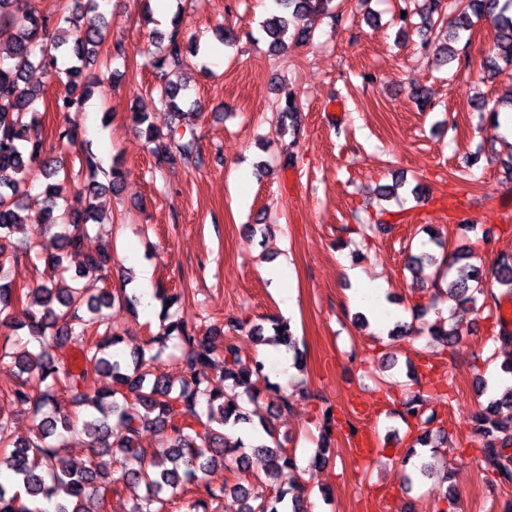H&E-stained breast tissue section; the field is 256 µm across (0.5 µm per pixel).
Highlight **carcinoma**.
I'll list each match as a JSON object with an SVG mask.
<instances>
[{
	"label": "carcinoma",
	"instance_id": "cac0c4a2",
	"mask_svg": "<svg viewBox=\"0 0 512 512\" xmlns=\"http://www.w3.org/2000/svg\"><path fill=\"white\" fill-rule=\"evenodd\" d=\"M331 0H277L284 9L271 15L263 29L271 41L270 50L285 49L282 35L291 23L310 13L326 10ZM20 0H0V328L4 329L0 357L12 358L18 368V382L6 394L12 404L33 406L42 417L27 439L14 437L9 416L0 407V469L11 471L23 487L14 490L0 484V512H101L107 499L126 488L144 487L131 512H172L181 494H193L191 509L224 497L236 496L242 512H307L303 492L292 473L297 469L294 453L287 450L273 431L262 424L266 440L248 448L226 443L224 429L250 422L243 397L259 394L257 383L267 380L265 364L243 359L234 336H213L197 331L188 320L162 310L163 324L157 335L144 344L146 349L173 347L180 350L184 375L179 386L163 374L142 367L139 354L126 359L119 348L122 336L102 329L100 313L121 301L131 308L139 299L120 296L108 288L87 295L80 279L91 275L107 279L111 253L103 249L85 255L73 285L61 295L53 284L41 281L25 291L13 287L10 266L30 246L12 242L16 232L29 233L31 225L20 215L24 210L26 187L48 181L46 206L38 226L54 231L56 253L48 257L49 267L66 272L64 255L81 249L87 224H101L108 216L94 199L116 189L124 178L117 165L105 174L108 183L96 179L99 169L94 158L85 156L91 180L74 191L75 206L55 215L57 199L66 187L54 182L64 169L63 158L47 153L38 133L41 89L27 83L25 71L44 69L57 83L54 107L59 118L53 131L61 149L79 144V125L71 117L83 111L91 89L111 78L108 68L95 65L99 47L105 41V16L97 0H69L51 21L32 9L22 10ZM512 0H461L459 13L448 23L447 41L435 46L442 63L455 55L453 44L469 32L475 21L491 20L498 31L494 49L512 64ZM443 0H428L420 29L430 33L445 18ZM155 38L165 42L161 53L149 57L159 72L178 70L184 64L180 14L172 18L168 33ZM182 88L168 81L160 88V100L173 112L185 101ZM130 120L150 142L159 167L177 161L188 162L199 143L193 130L171 129L168 141H158L146 112L130 113ZM494 282L483 280L480 269L448 282V296L459 304L487 306L493 287L512 295V258H503L494 268ZM432 338L453 348L462 339L459 326L432 325ZM223 359L224 375L214 382L209 370L215 359ZM107 373L112 386L92 389L93 376ZM75 392L77 410L61 405L62 391ZM424 400L412 391L399 412L404 422L421 419ZM323 434L313 461L325 467L331 457L328 448L330 417L323 416ZM472 431L481 446L483 461L506 478H512V384L499 388L487 403L479 404ZM161 429L168 433L164 448L142 443L144 432ZM265 456L264 474L274 484L269 498L253 495L242 483L227 488L214 486L209 473L220 466H247L249 453Z\"/></svg>",
	"mask_w": 512,
	"mask_h": 512
}]
</instances>
